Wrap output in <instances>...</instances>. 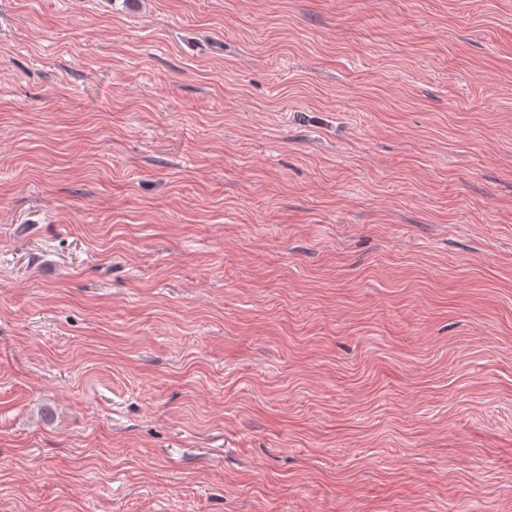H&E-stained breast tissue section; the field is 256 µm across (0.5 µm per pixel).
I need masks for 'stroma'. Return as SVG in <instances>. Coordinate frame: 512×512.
Instances as JSON below:
<instances>
[{
	"mask_svg": "<svg viewBox=\"0 0 512 512\" xmlns=\"http://www.w3.org/2000/svg\"><path fill=\"white\" fill-rule=\"evenodd\" d=\"M0 512H512V0H0Z\"/></svg>",
	"mask_w": 512,
	"mask_h": 512,
	"instance_id": "35a3bbf8",
	"label": "stroma"
}]
</instances>
